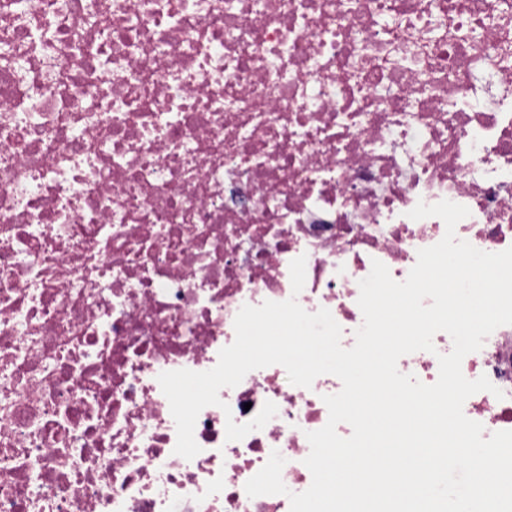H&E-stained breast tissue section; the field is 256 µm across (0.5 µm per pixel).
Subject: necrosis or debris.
I'll return each mask as SVG.
<instances>
[{
    "label": "necrosis or debris",
    "instance_id": "obj_1",
    "mask_svg": "<svg viewBox=\"0 0 512 512\" xmlns=\"http://www.w3.org/2000/svg\"><path fill=\"white\" fill-rule=\"evenodd\" d=\"M443 200L512 247V0H0V512H290L341 380L249 372L187 460L158 377L268 300L352 348L360 281H404L446 232L409 212ZM433 345L399 371L434 384ZM461 370L494 386L466 417L512 430V325ZM275 451L288 495L249 497Z\"/></svg>",
    "mask_w": 512,
    "mask_h": 512
}]
</instances>
